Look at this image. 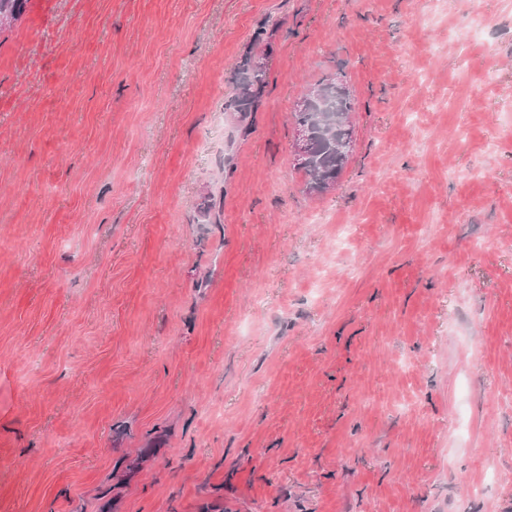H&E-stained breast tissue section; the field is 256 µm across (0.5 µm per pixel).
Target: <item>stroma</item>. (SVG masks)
Segmentation results:
<instances>
[{"label":"stroma","instance_id":"35a3bbf8","mask_svg":"<svg viewBox=\"0 0 512 512\" xmlns=\"http://www.w3.org/2000/svg\"><path fill=\"white\" fill-rule=\"evenodd\" d=\"M49 9L0 31V512H512V0ZM266 85V71L252 58H246L240 66L235 93L224 104L227 111L237 112L244 119L253 112ZM245 89L247 94H245ZM341 73L326 75L309 86L300 97L291 113L292 123L297 128L311 126L317 132L316 147L303 161L295 158L298 169L307 177V189L326 193L335 188L350 153L342 149L347 141L353 146L351 114L354 98L344 83ZM313 93H320L326 109L302 108V102Z\"/></svg>","mask_w":512,"mask_h":512}]
</instances>
